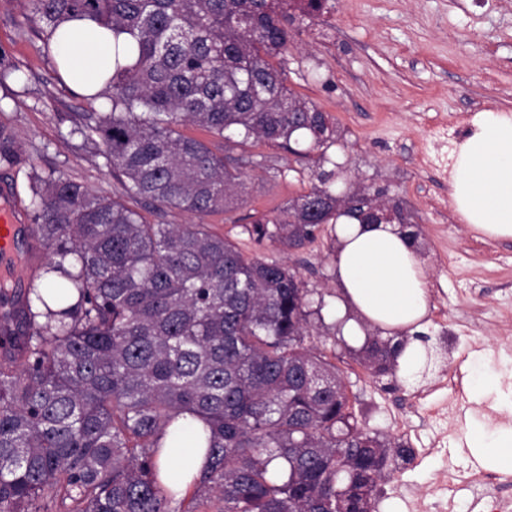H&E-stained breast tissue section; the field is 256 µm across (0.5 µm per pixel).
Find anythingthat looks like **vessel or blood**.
Returning a JSON list of instances; mask_svg holds the SVG:
<instances>
[{
  "mask_svg": "<svg viewBox=\"0 0 512 512\" xmlns=\"http://www.w3.org/2000/svg\"><path fill=\"white\" fill-rule=\"evenodd\" d=\"M9 187H0V276L11 280L13 288L0 294V310L14 312L20 306L22 272H35L43 249L24 213L13 207Z\"/></svg>",
  "mask_w": 512,
  "mask_h": 512,
  "instance_id": "b4317fda",
  "label": "vessel or blood"
}]
</instances>
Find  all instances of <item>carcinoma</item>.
I'll list each match as a JSON object with an SVG mask.
<instances>
[{"mask_svg": "<svg viewBox=\"0 0 512 512\" xmlns=\"http://www.w3.org/2000/svg\"><path fill=\"white\" fill-rule=\"evenodd\" d=\"M44 47L59 25L112 29V75L66 116L100 144L117 183L93 190L33 171L35 237L46 251L20 289L11 347L0 351V512H372L389 461L411 449L358 425L336 365L308 343L298 271L247 256L206 224L152 222L169 211H236L247 187L231 152L256 141L339 140L286 86V24L323 0H24ZM197 126L225 152L182 131ZM17 156L0 127V164ZM335 170L272 218L241 225L288 252L347 216L397 222L385 190L342 204ZM404 345L376 333L352 350L375 377ZM205 449L193 492L160 476L159 450ZM286 467L278 469L273 461Z\"/></svg>", "mask_w": 512, "mask_h": 512, "instance_id": "obj_1", "label": "carcinoma"}]
</instances>
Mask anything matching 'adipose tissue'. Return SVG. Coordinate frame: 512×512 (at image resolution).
Wrapping results in <instances>:
<instances>
[{
	"mask_svg": "<svg viewBox=\"0 0 512 512\" xmlns=\"http://www.w3.org/2000/svg\"><path fill=\"white\" fill-rule=\"evenodd\" d=\"M55 54L63 79L79 94L100 88L112 68L111 30L87 20L57 29ZM451 201L477 235L512 239V111L476 113L452 154ZM336 279L343 299L336 307L341 334L361 344L367 329L389 337L420 322L428 310V283L421 262L395 224H336ZM468 446L484 468L512 472V426L476 423ZM160 468L188 486L203 464L195 448L163 452Z\"/></svg>",
	"mask_w": 512,
	"mask_h": 512,
	"instance_id": "ef3b65f1",
	"label": "adipose tissue"
}]
</instances>
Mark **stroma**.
Returning a JSON list of instances; mask_svg holds the SVG:
<instances>
[{
	"label": "stroma",
	"mask_w": 512,
	"mask_h": 512,
	"mask_svg": "<svg viewBox=\"0 0 512 512\" xmlns=\"http://www.w3.org/2000/svg\"><path fill=\"white\" fill-rule=\"evenodd\" d=\"M0 56L17 65L0 85V124L12 128L18 161L0 166L16 204L31 209V169L56 168L89 188L109 192L114 180L100 149L70 137L67 116L90 103L64 83L51 52L23 23L17 0H0ZM287 86L338 124L342 145L329 156L344 162V179L384 187L421 230L428 280V365L406 376L376 378L336 337L333 225L304 249L255 248L234 219L276 215L317 184L288 150L255 143L243 166L247 203L234 214L204 218L172 211L171 224L204 221L245 253L290 261L310 300L311 340L345 378L350 408L365 429L411 448L379 481L374 512H436L447 468L466 473L479 464L467 445L473 420L489 416L494 396L470 391V362L481 356L496 370L512 366V240L477 238L451 207V154L474 114L512 109V0H326L323 9L290 31L282 56ZM455 388H447L448 380Z\"/></svg>",
	"instance_id": "obj_1"
}]
</instances>
